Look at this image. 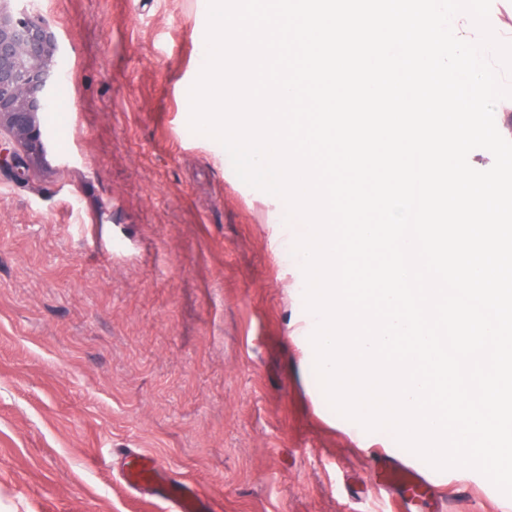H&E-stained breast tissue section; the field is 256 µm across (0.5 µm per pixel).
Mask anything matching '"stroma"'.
I'll return each instance as SVG.
<instances>
[{
	"label": "stroma",
	"mask_w": 512,
	"mask_h": 512,
	"mask_svg": "<svg viewBox=\"0 0 512 512\" xmlns=\"http://www.w3.org/2000/svg\"><path fill=\"white\" fill-rule=\"evenodd\" d=\"M69 132L0 170V512H160L120 482L157 455L221 512H387L385 464L433 482L414 512H512L321 395L285 203L188 125L206 0H38Z\"/></svg>",
	"instance_id": "stroma-1"
}]
</instances>
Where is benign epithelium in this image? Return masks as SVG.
Here are the masks:
<instances>
[{
	"instance_id": "1",
	"label": "benign epithelium",
	"mask_w": 512,
	"mask_h": 512,
	"mask_svg": "<svg viewBox=\"0 0 512 512\" xmlns=\"http://www.w3.org/2000/svg\"><path fill=\"white\" fill-rule=\"evenodd\" d=\"M59 50L42 18L0 0V169L18 178L45 147L38 114L55 94Z\"/></svg>"
}]
</instances>
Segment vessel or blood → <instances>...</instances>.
Returning <instances> with one entry per match:
<instances>
[{"mask_svg":"<svg viewBox=\"0 0 512 512\" xmlns=\"http://www.w3.org/2000/svg\"><path fill=\"white\" fill-rule=\"evenodd\" d=\"M383 481L397 495L395 512H412L416 501L431 490L429 479L412 466H383ZM124 486L132 492L153 497L161 512H217L210 497L190 480L168 468L161 458L136 454L121 475Z\"/></svg>","mask_w":512,"mask_h":512,"instance_id":"1","label":"vessel or blood"}]
</instances>
